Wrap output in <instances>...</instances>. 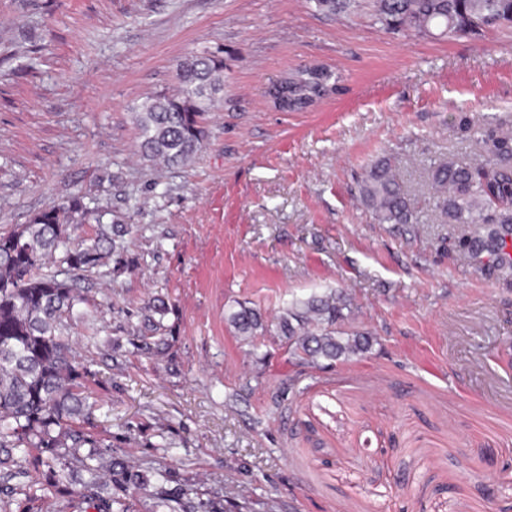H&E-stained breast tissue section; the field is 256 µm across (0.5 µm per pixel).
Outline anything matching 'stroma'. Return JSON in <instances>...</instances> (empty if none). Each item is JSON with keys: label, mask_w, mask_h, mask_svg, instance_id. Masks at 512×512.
Here are the masks:
<instances>
[{"label": "stroma", "mask_w": 512, "mask_h": 512, "mask_svg": "<svg viewBox=\"0 0 512 512\" xmlns=\"http://www.w3.org/2000/svg\"><path fill=\"white\" fill-rule=\"evenodd\" d=\"M193 54L222 60L223 98L190 166L149 165L133 107ZM304 66L332 90L282 110L273 92ZM464 117L512 125V30L390 33L308 0H0V232L75 195L112 212L70 229L115 241L66 329L97 373L100 430L134 431L135 462L251 512L512 507V281L461 258L426 185L434 162L478 159ZM384 158L415 223L355 197ZM329 292L372 332L363 356L307 366L227 321ZM157 298L170 346L146 358L130 338Z\"/></svg>", "instance_id": "obj_1"}]
</instances>
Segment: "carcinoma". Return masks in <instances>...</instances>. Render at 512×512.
<instances>
[{
	"label": "carcinoma",
	"mask_w": 512,
	"mask_h": 512,
	"mask_svg": "<svg viewBox=\"0 0 512 512\" xmlns=\"http://www.w3.org/2000/svg\"><path fill=\"white\" fill-rule=\"evenodd\" d=\"M317 12L336 16L364 11L390 31L444 38L512 29V0H310ZM220 59L191 55L177 64L179 89L152 94L135 106L143 159L184 165L200 150L202 123L224 91ZM332 73L304 68L290 75L289 110L300 111L326 96ZM486 159L468 165L449 157L433 167L430 188L441 192L436 209L443 224L471 228L465 257L480 271L512 278V131L471 126ZM361 204L380 224H414L411 199L392 165L381 159L358 183ZM105 213L83 197L37 212L26 224L0 233V512H33L45 487L67 494L74 512H227L224 497L206 496L169 468L145 471L131 464L112 436L94 432L97 400L89 382L92 363L73 353L63 335L68 319L86 303L73 281L50 270L88 272L112 250L103 236L72 246L68 226L103 222ZM340 293L297 300L277 316L278 335L303 363L349 360L371 348L368 332L342 327ZM241 336L265 334L259 310L244 303L229 315ZM138 351L157 356L163 336L138 337Z\"/></svg>",
	"instance_id": "obj_1"
}]
</instances>
